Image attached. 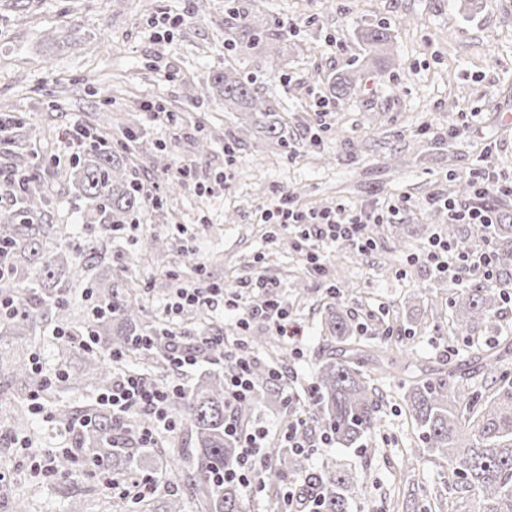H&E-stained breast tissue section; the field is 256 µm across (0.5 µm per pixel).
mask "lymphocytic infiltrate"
Returning a JSON list of instances; mask_svg holds the SVG:
<instances>
[{
  "instance_id": "obj_1",
  "label": "lymphocytic infiltrate",
  "mask_w": 512,
  "mask_h": 512,
  "mask_svg": "<svg viewBox=\"0 0 512 512\" xmlns=\"http://www.w3.org/2000/svg\"><path fill=\"white\" fill-rule=\"evenodd\" d=\"M467 179L473 189L471 203L461 204L443 199L442 205L448 218L454 224H472L480 230H488L499 223V212L490 204L491 196L512 194V187L500 184L498 177L487 169H470ZM409 198L400 197L388 201L383 208L337 206L330 210H304L294 205L288 195H281L271 207L263 209L261 219L266 224H277L294 229L302 239L316 240L325 244H352L359 250L373 249L374 242L366 232L368 225L384 220L395 221L411 210ZM427 257L438 275L453 274L454 278L489 282L496 277L495 252L492 242H485L481 251L475 252L459 243L436 236L430 242ZM257 287L268 289L269 297L261 305L243 307L242 296L238 293L225 294L222 285L206 282L201 287L177 293L166 306L170 317H178L188 306L222 305L238 311L240 327H248L251 320L261 319L272 327L278 336L293 340L299 330L295 328L288 314V302L277 290L269 289L267 281L257 280ZM217 344L224 348V360L230 371L224 380V393L229 404H237L250 396L254 390L252 362L245 355L241 344H225L223 337H192L183 331H171L167 338V357L174 371L181 372L197 362L203 346ZM181 387L174 379H150L136 371L118 373L109 392L100 394L101 403L111 407L114 416L120 417L132 411L147 414L150 424L142 429L140 440L143 446H150L155 430L169 432L178 430L180 421L170 412L172 400ZM239 443V465L233 476L247 481L258 469L269 467L271 460L262 449L268 436L266 429L247 427L236 419H229L227 425Z\"/></svg>"
}]
</instances>
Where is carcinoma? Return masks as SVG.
Wrapping results in <instances>:
<instances>
[{"label":"carcinoma","instance_id":"cac0c4a2","mask_svg":"<svg viewBox=\"0 0 512 512\" xmlns=\"http://www.w3.org/2000/svg\"><path fill=\"white\" fill-rule=\"evenodd\" d=\"M282 36L253 30L246 49L277 50ZM361 41L372 56L389 48L385 26L361 33ZM220 88L224 108L246 114V126L280 145L288 146V130L282 117L255 88L254 77L245 68L226 65L211 76ZM21 184H13L9 203L0 207V250L5 253L7 272L0 280V298L11 305V314L0 318V390L13 397L11 426L17 433L28 431L30 393L40 390L62 426L80 416L90 426L69 437L60 455L61 470L79 464H101L109 471L104 495L112 498V481L131 483L130 475L161 479L160 472L147 468L145 458L167 454L166 442L152 448L140 447L135 430L144 424L139 414L125 421L112 419V410L98 402L78 406L67 401L75 393H100L112 388L116 368L130 359L162 374L169 368L165 346L138 344L146 336H160L165 324L149 315L140 298L138 277L120 254L110 261L102 256L92 239L76 248L63 224H52L47 212L53 203L51 166L44 161H25L16 166ZM67 191L83 202L93 224L107 232L141 214L148 207L147 196L124 157L108 144H92L77 158L68 175ZM497 270L512 268V215L503 212V223L492 225ZM97 281L94 312L81 314L76 298L80 274ZM508 290L504 282L479 284L459 289L451 300L456 330L465 336L495 318L505 305ZM66 326L72 335L93 332L95 349L86 351L82 368L71 369L70 349L58 347L53 371L47 379L12 353L14 343L41 344L40 329L50 321ZM327 336L336 344L315 372L313 426L327 433L332 442L355 449L365 457L378 427L379 388L361 369L357 334L361 325L335 307L324 316ZM123 356L112 361L102 352ZM492 392L473 397L465 392L453 372L416 379L404 394L410 418L419 430L423 449L448 462V493L457 496L452 512H467L465 502H475L479 512H512V379L497 371L489 360ZM252 396L235 405L244 419L269 396L278 383L270 368L253 370ZM173 413L189 425L190 445L186 467L166 459V480L177 479L197 512H244L240 486L223 482L215 475L237 466L239 449L235 437L225 433L229 407L224 399V374L207 372L173 402ZM273 458L296 462L305 457L278 440L270 446ZM352 473L329 463L309 474L303 493L317 503V512H349L355 495ZM158 488L141 494L130 493L111 502L114 512H184V500L177 494L157 496ZM257 493L275 505L284 498L285 487L275 481L258 486Z\"/></svg>","mask_w":512,"mask_h":512}]
</instances>
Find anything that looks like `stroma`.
Listing matches in <instances>:
<instances>
[{"label":"stroma","mask_w":512,"mask_h":512,"mask_svg":"<svg viewBox=\"0 0 512 512\" xmlns=\"http://www.w3.org/2000/svg\"><path fill=\"white\" fill-rule=\"evenodd\" d=\"M252 23L285 32L276 53H252L248 67L260 93L274 101L288 125L281 147L261 134L242 131L241 113L216 105L210 76L225 63V44L238 30L224 22V0H0V115L22 116L35 126L30 137L9 133L0 167L15 155L59 157L54 168L52 221L67 224L75 242L93 237L82 211L69 196L68 171L76 157L65 146L73 125L103 135L114 150L139 138L145 149L131 153V166L162 212L144 211L104 244L129 257L141 273L142 303L161 315L179 289L192 287L194 267L207 278L241 291L259 304L265 292L256 278L275 282L300 329L298 343L274 335L262 321L240 328L222 307L201 308L212 333L245 343L255 364L285 360L283 372L293 404L276 397L255 408L253 423L279 436L289 420L307 415L314 369L332 351L322 329L327 306L354 315L368 345L363 370L382 391L375 451L361 457L332 444L317 448L301 466L252 475V484L280 475L304 482L308 473L338 460L355 474L350 512H413L409 482L444 491L448 466L424 453L406 460L419 445L406 410L405 379L387 371L390 359L411 350L428 376L461 373L469 389L484 387L481 353L512 342V308L484 324L474 336L458 337L450 308L435 312L425 290L434 281L426 260L429 239L444 234L448 213L434 199L468 202L461 185L480 163L512 182V0H237ZM80 22L82 39L69 33ZM389 26L394 67L367 61L356 85L342 99L331 96L330 77L364 55L361 30ZM280 80H267L269 71ZM327 114L316 117L318 107ZM211 148L198 156L195 142ZM234 143L225 155V143ZM197 171L199 186L175 187L174 168ZM289 195L307 210L337 205L378 208L398 197L416 207L392 223L372 224V250L337 247L321 278L306 272L297 233L266 224L262 206ZM160 235L177 285L150 286L155 269L144 241ZM415 333H406L407 324ZM394 333L383 337L386 326ZM251 336L268 337L261 347ZM42 451L0 444V512H10L14 494H35L34 512H66L68 497L91 512H103L96 480L63 477L48 464L62 437L54 423L30 421Z\"/></svg>","instance_id":"obj_1"}]
</instances>
